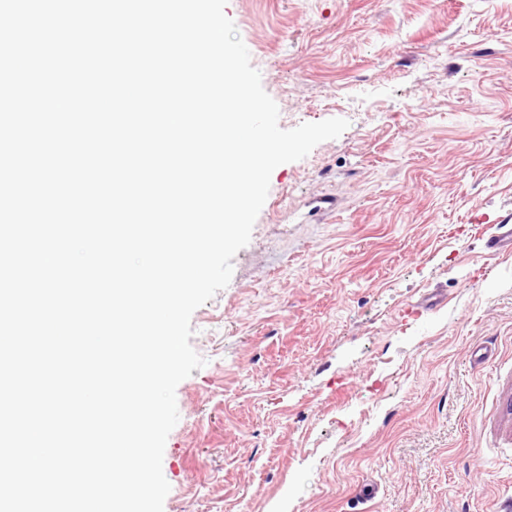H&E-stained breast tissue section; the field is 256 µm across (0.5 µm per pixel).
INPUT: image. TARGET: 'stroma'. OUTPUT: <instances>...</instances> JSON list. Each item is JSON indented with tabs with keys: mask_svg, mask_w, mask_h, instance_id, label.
I'll return each mask as SVG.
<instances>
[{
	"mask_svg": "<svg viewBox=\"0 0 512 512\" xmlns=\"http://www.w3.org/2000/svg\"><path fill=\"white\" fill-rule=\"evenodd\" d=\"M292 129L191 317L163 512H512V0H227Z\"/></svg>",
	"mask_w": 512,
	"mask_h": 512,
	"instance_id": "35a3bbf8",
	"label": "stroma"
}]
</instances>
